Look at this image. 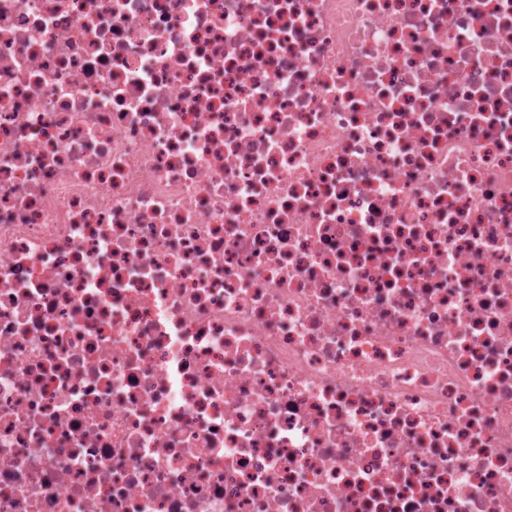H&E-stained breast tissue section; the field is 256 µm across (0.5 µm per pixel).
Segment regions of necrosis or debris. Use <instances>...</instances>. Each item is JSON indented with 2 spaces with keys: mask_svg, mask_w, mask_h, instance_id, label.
Segmentation results:
<instances>
[{
  "mask_svg": "<svg viewBox=\"0 0 512 512\" xmlns=\"http://www.w3.org/2000/svg\"><path fill=\"white\" fill-rule=\"evenodd\" d=\"M0 512H512V0H0Z\"/></svg>",
  "mask_w": 512,
  "mask_h": 512,
  "instance_id": "4bbe7bcc",
  "label": "necrosis or debris"
}]
</instances>
